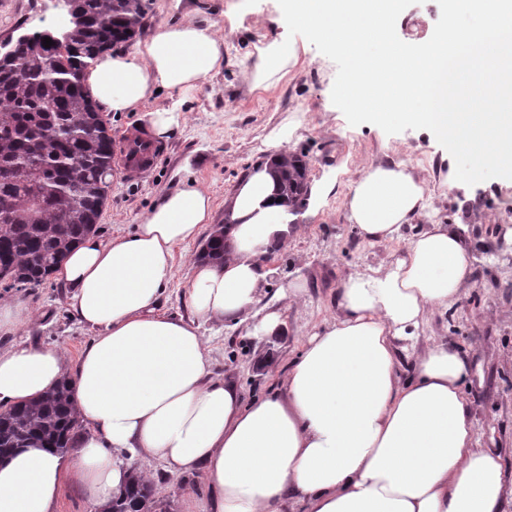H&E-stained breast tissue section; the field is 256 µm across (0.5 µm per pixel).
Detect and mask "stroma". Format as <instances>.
I'll list each match as a JSON object with an SVG mask.
<instances>
[{"mask_svg": "<svg viewBox=\"0 0 512 512\" xmlns=\"http://www.w3.org/2000/svg\"><path fill=\"white\" fill-rule=\"evenodd\" d=\"M144 15L133 41L144 44L159 24L208 11L219 25L236 18L237 31L224 49V66L210 75L181 107L183 119L167 140L169 150L144 175L112 165V185L98 220L101 237L127 233L141 223L161 196L190 182L207 187L215 198V223L224 220V196L274 145L305 155L311 182L330 185L315 214H301V232L274 254L272 273L259 302L236 321L209 322L201 332L212 349L217 373L232 374L245 400L279 387L298 357L309 330L336 312L342 277L400 255L409 239L429 224H450L467 241L472 255L469 292L447 309H438L412 342L397 345L401 379L416 371L417 356L445 342L470 361L468 394L481 445L497 451L512 474V245L501 239L512 228V180L493 178L473 186L454 178L452 156L426 130L384 133L373 124L350 125L331 101L337 73L332 60L302 36L300 62L277 85L248 92L240 70L261 34L281 9L277 0H144ZM70 17L61 0H0V43L35 30L62 36ZM405 163L422 180L434 201L429 219L405 225L398 239L367 242L349 224L343 198L369 163ZM200 243L180 246L178 272L160 299L167 314L190 318L186 302L188 263ZM304 288V301L292 303L293 285ZM0 298H17L37 312L19 339L51 345L77 355L92 333L72 316L69 290L56 276L34 288L0 283ZM281 315L274 336L253 332L267 312ZM165 491L166 512H208L211 491L202 474H172L149 461Z\"/></svg>", "mask_w": 512, "mask_h": 512, "instance_id": "obj_1", "label": "stroma"}]
</instances>
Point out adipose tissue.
Returning a JSON list of instances; mask_svg holds the SVG:
<instances>
[{
  "label": "adipose tissue",
  "instance_id": "adipose-tissue-1",
  "mask_svg": "<svg viewBox=\"0 0 512 512\" xmlns=\"http://www.w3.org/2000/svg\"><path fill=\"white\" fill-rule=\"evenodd\" d=\"M225 43L203 14L164 23L144 47L102 52L85 88L100 112L146 111L159 91L186 97L220 71ZM297 63L295 48L273 38L241 79L266 90ZM146 113L153 138L179 125L176 109ZM277 198L267 163L225 197L224 256L192 262L190 321L159 303L177 248L213 221L214 200L199 184L165 193L132 232L90 234L73 246L57 276L94 336L74 359L29 341L0 349V410L66 379L87 429L74 437L70 465L42 448L0 464V512H55L69 480L104 505L146 458L173 473L202 471L212 512H506L512 476L477 445L466 355L441 342L418 356L412 380L398 375L397 341L415 339L434 310L470 289L468 248L450 225H431L402 256L344 275L336 316L308 335L281 389L247 402L232 378L214 375L201 325L251 308L270 255L298 230L297 214ZM344 207L377 242L429 216L432 203L399 162L365 167Z\"/></svg>",
  "mask_w": 512,
  "mask_h": 512
}]
</instances>
